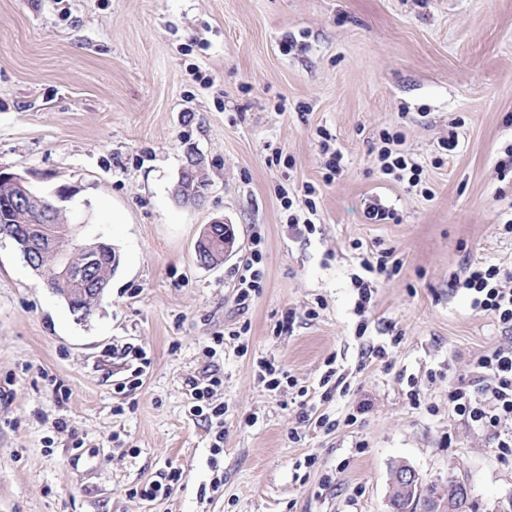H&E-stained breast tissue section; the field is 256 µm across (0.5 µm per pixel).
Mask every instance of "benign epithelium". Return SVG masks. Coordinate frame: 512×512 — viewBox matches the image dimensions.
Here are the masks:
<instances>
[{"label": "benign epithelium", "mask_w": 512, "mask_h": 512, "mask_svg": "<svg viewBox=\"0 0 512 512\" xmlns=\"http://www.w3.org/2000/svg\"><path fill=\"white\" fill-rule=\"evenodd\" d=\"M0 184H9L15 188V192L10 197L13 205L31 210L43 221L50 220L63 211V208L57 206L55 202L31 192L27 178L19 172L7 171L0 167ZM205 184L207 179L203 161L195 157L189 161L188 167L180 171L175 194L184 199L197 197L202 195ZM221 235L224 236V254L228 255L234 247L230 225L216 221L206 226L204 231L206 241L211 242ZM14 237L21 243V248L27 257V264L39 276L42 275L40 256L45 254L53 256L52 276L78 285V288L66 296L70 309L73 311L83 309L86 292L84 285L90 280V272L95 268L96 253L103 242L97 239L82 240L79 246L81 258L76 261L72 257L70 240L73 236L69 229L56 230L43 227L36 237L30 234L25 236L20 232L14 234ZM414 474L415 470L412 467L404 465L392 473L391 483H398L412 490Z\"/></svg>", "instance_id": "obj_1"}]
</instances>
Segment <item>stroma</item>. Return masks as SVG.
<instances>
[{"label":"stroma","instance_id":"35a3bbf8","mask_svg":"<svg viewBox=\"0 0 512 512\" xmlns=\"http://www.w3.org/2000/svg\"><path fill=\"white\" fill-rule=\"evenodd\" d=\"M322 129L343 155L331 181ZM385 130L418 187L380 173ZM510 145L512 0H0V166L67 190L70 220L120 257L80 320L0 236V512H390L404 464L466 480L473 512H512V457L448 409L505 339L450 281L478 262L512 274ZM192 153L198 203L175 196ZM306 184L299 234L278 188ZM372 203L398 222L368 223ZM218 220L238 249L206 267L195 247ZM384 250L400 269L358 316L353 277ZM332 362L348 386L328 392ZM212 372L217 423L189 412V379ZM175 468L168 495L136 496ZM259 261L260 255L256 251L254 253V259L237 270L238 286L235 302L242 309L249 307L253 296L259 293L260 288H262L263 274L258 268H254V264Z\"/></svg>","mask_w":512,"mask_h":512}]
</instances>
